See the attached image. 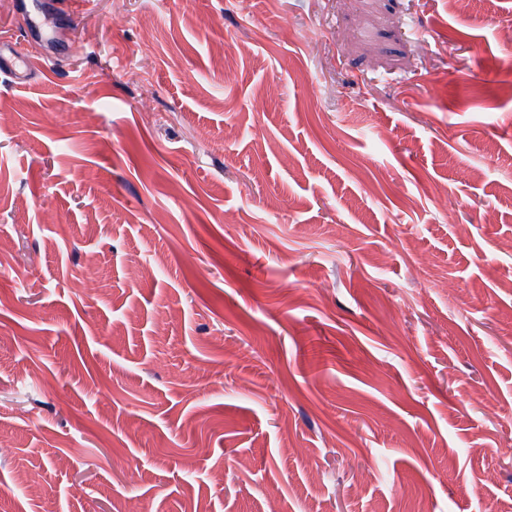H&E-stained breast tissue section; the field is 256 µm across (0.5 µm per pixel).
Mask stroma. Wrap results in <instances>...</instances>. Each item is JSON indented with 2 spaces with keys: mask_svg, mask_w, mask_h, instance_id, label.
Masks as SVG:
<instances>
[{
  "mask_svg": "<svg viewBox=\"0 0 512 512\" xmlns=\"http://www.w3.org/2000/svg\"><path fill=\"white\" fill-rule=\"evenodd\" d=\"M10 42L0 512L512 502V0H0Z\"/></svg>",
  "mask_w": 512,
  "mask_h": 512,
  "instance_id": "obj_1",
  "label": "stroma"
}]
</instances>
